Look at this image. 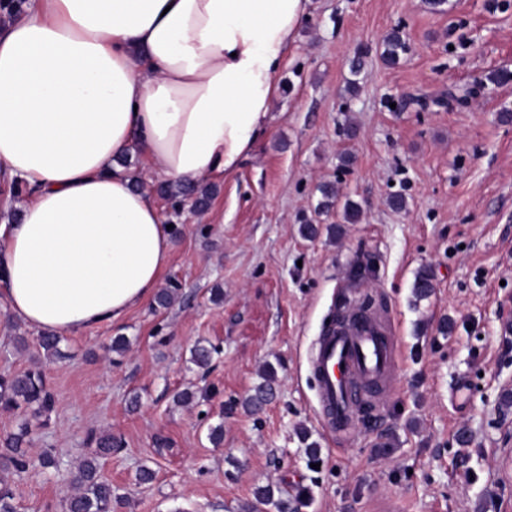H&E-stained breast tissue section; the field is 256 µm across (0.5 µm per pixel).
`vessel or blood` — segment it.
Returning a JSON list of instances; mask_svg holds the SVG:
<instances>
[{"label": "vessel or blood", "mask_w": 512, "mask_h": 512, "mask_svg": "<svg viewBox=\"0 0 512 512\" xmlns=\"http://www.w3.org/2000/svg\"><path fill=\"white\" fill-rule=\"evenodd\" d=\"M309 362L317 378L322 422L333 432L352 427L357 389L389 382L397 368L394 340L373 320L319 336Z\"/></svg>", "instance_id": "b4317fda"}]
</instances>
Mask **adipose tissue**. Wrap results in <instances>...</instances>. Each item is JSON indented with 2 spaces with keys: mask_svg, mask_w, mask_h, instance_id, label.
<instances>
[{
  "mask_svg": "<svg viewBox=\"0 0 512 512\" xmlns=\"http://www.w3.org/2000/svg\"><path fill=\"white\" fill-rule=\"evenodd\" d=\"M307 0H31L0 28V299L38 332L121 321L170 259L158 206L114 167L131 147L185 185L263 132ZM13 183L7 177L0 178V225L15 220L27 199L26 192H13Z\"/></svg>",
  "mask_w": 512,
  "mask_h": 512,
  "instance_id": "1",
  "label": "adipose tissue"
}]
</instances>
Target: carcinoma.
Returning <instances> with one entry per match:
<instances>
[{"instance_id": "obj_1", "label": "carcinoma", "mask_w": 512, "mask_h": 512, "mask_svg": "<svg viewBox=\"0 0 512 512\" xmlns=\"http://www.w3.org/2000/svg\"><path fill=\"white\" fill-rule=\"evenodd\" d=\"M383 45V59L389 65L397 64L401 54L407 50L406 42L397 29L385 37ZM160 192L171 199L191 197L197 207L205 206L210 198L206 188L198 189L179 184L167 183L161 186ZM432 288L430 275L423 271L415 279L413 295L415 299L422 300L431 294ZM275 381V369L271 366L266 367L262 374V382L244 400V406L254 414L260 412L274 394ZM23 406L41 416H47L54 410V394L39 369H29L16 375H0V409L12 411ZM29 435V429L23 426L19 432L0 443L1 471L20 473L30 468L48 469L56 466L50 450L44 451L36 459L28 455L26 446L30 442ZM90 443L94 444L95 448L72 473L70 482L74 491L63 500V512H113L112 484L101 477L100 462L112 456L115 448L119 447V442L110 434H101L90 437ZM255 496L258 501L273 505L276 512H298L305 492L299 490L292 495L278 486L266 485L257 488Z\"/></svg>"}]
</instances>
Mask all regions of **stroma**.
Segmentation results:
<instances>
[{"label": "stroma", "mask_w": 512, "mask_h": 512, "mask_svg": "<svg viewBox=\"0 0 512 512\" xmlns=\"http://www.w3.org/2000/svg\"><path fill=\"white\" fill-rule=\"evenodd\" d=\"M395 28L408 49L389 65ZM502 69L512 0H309L267 129L214 180L205 211L160 196L131 150L130 171L171 227L160 285L178 298L63 339L59 358L0 307V374L40 368L56 399L46 418L0 411V440L28 425L30 455L49 448L59 462L5 475L18 512H62L92 432L121 443L101 463L114 512H275L255 498L266 484L305 490L299 512H380L386 499L397 512H512V407L501 406L512 393V83L490 81ZM327 183L359 205L358 223L340 203L315 213ZM396 196L403 209L389 206ZM307 218L317 237L301 235ZM358 267L357 296L393 336L397 372L383 403L339 434L322 425L308 354ZM423 270L433 291L418 301ZM117 336L127 350H113ZM198 345L214 350L204 369ZM268 364L276 395L253 414L243 401ZM184 390L191 402L176 403ZM144 466L152 481H139Z\"/></svg>", "instance_id": "35a3bbf8"}]
</instances>
